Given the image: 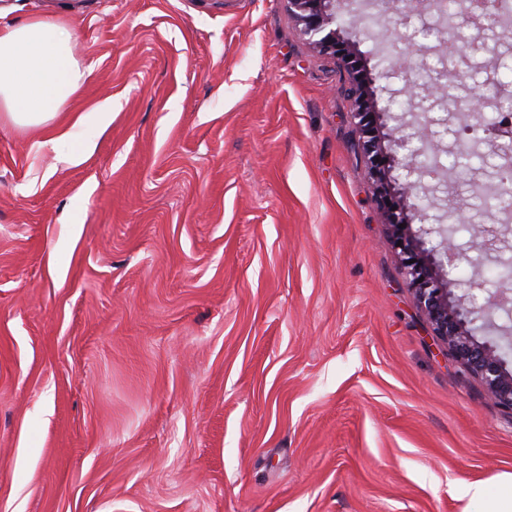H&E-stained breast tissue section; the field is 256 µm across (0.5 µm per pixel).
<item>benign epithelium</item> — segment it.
<instances>
[{"instance_id": "obj_1", "label": "benign epithelium", "mask_w": 512, "mask_h": 512, "mask_svg": "<svg viewBox=\"0 0 512 512\" xmlns=\"http://www.w3.org/2000/svg\"><path fill=\"white\" fill-rule=\"evenodd\" d=\"M288 13L300 35L318 54L325 56L348 73L342 91L351 103L362 147L367 156L369 175L374 183L375 205L379 220L399 258L406 288L425 317L431 335L440 341L468 372L480 379L491 399L512 414V371L502 354L500 328L495 323L501 310L512 309V283L504 280L486 303L475 306L455 293V282L448 278L460 249L453 237L433 226H425L426 211L421 209V183L409 179L407 172L420 155H437V146L422 137V149L410 154L407 134L401 126H389L395 120L390 105L381 104L377 82L386 74L371 68L361 56L349 34L364 31L362 15L338 22L336 0H285ZM453 31L442 28L438 37L443 48L479 37L471 18L472 0H457ZM441 85L405 83L403 92L410 98L423 95L435 99ZM441 237L438 245L430 237ZM482 322L489 335L478 336L473 324Z\"/></svg>"}]
</instances>
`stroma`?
Here are the masks:
<instances>
[{
  "label": "stroma",
  "instance_id": "obj_1",
  "mask_svg": "<svg viewBox=\"0 0 512 512\" xmlns=\"http://www.w3.org/2000/svg\"><path fill=\"white\" fill-rule=\"evenodd\" d=\"M72 22L112 99L84 162L0 119V512H484L512 414L433 341L380 223L347 75L283 0H0ZM461 50L512 93L492 17ZM466 288L476 224L454 163L468 112L435 108Z\"/></svg>",
  "mask_w": 512,
  "mask_h": 512
}]
</instances>
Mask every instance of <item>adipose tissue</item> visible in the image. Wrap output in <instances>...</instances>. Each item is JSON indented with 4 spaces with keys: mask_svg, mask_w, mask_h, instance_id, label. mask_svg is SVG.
<instances>
[{
    "mask_svg": "<svg viewBox=\"0 0 512 512\" xmlns=\"http://www.w3.org/2000/svg\"><path fill=\"white\" fill-rule=\"evenodd\" d=\"M74 29L53 18L0 27V112L38 129L54 121L84 74L72 56Z\"/></svg>",
    "mask_w": 512,
    "mask_h": 512,
    "instance_id": "obj_1",
    "label": "adipose tissue"
}]
</instances>
